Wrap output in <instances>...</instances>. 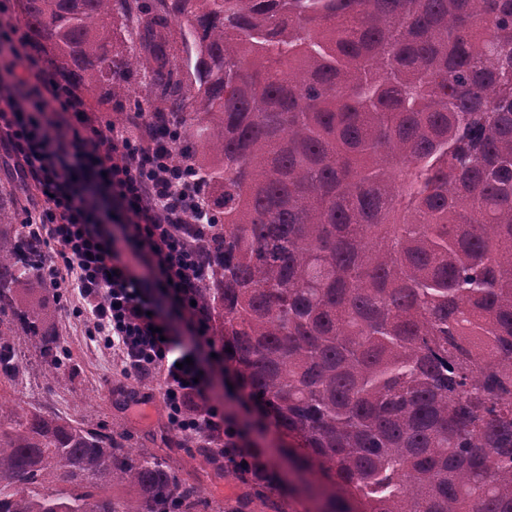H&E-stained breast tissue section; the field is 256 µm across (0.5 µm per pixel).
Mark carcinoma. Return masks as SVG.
Instances as JSON below:
<instances>
[{"label": "carcinoma", "mask_w": 512, "mask_h": 512, "mask_svg": "<svg viewBox=\"0 0 512 512\" xmlns=\"http://www.w3.org/2000/svg\"><path fill=\"white\" fill-rule=\"evenodd\" d=\"M62 78L158 87L209 189L199 302L241 402L306 449L224 472L290 512H512V0H21ZM180 21L179 35L169 30ZM185 54L198 107L178 63ZM0 190V378L61 310ZM273 410L268 415L264 406ZM130 496L115 498L112 487ZM120 435L0 403V512H199Z\"/></svg>", "instance_id": "cac0c4a2"}]
</instances>
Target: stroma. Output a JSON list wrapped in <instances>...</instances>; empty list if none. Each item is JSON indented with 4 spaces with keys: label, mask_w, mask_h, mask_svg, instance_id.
Wrapping results in <instances>:
<instances>
[{
    "label": "stroma",
    "mask_w": 512,
    "mask_h": 512,
    "mask_svg": "<svg viewBox=\"0 0 512 512\" xmlns=\"http://www.w3.org/2000/svg\"><path fill=\"white\" fill-rule=\"evenodd\" d=\"M154 95L153 86L131 82L119 101L107 104L91 93L86 100L94 120L104 125L120 120L124 113L152 108ZM51 331L60 350L68 354L63 382H56L37 355L24 349L18 354L20 371L14 382L0 384V402L32 405L94 428L118 429L125 447L154 449L180 476L200 484L207 500L201 512H214L245 492V485L233 476L193 455L198 439L167 430L165 404L152 381L125 377L111 353L90 340L78 318L62 311Z\"/></svg>",
    "instance_id": "35a3bbf8"
}]
</instances>
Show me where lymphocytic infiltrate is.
I'll return each instance as SVG.
<instances>
[{
	"label": "lymphocytic infiltrate",
	"mask_w": 512,
	"mask_h": 512,
	"mask_svg": "<svg viewBox=\"0 0 512 512\" xmlns=\"http://www.w3.org/2000/svg\"><path fill=\"white\" fill-rule=\"evenodd\" d=\"M151 115L96 125L84 95L47 65L0 0V149L40 193L26 211L49 251L54 286L77 298L76 314L112 351L126 375L155 377L170 432L223 445L235 430L208 394V368L224 370V349L198 306L207 233L188 219L206 187ZM119 217L130 249L158 273V293L122 259L108 227Z\"/></svg>",
	"instance_id": "f902f5d3"
}]
</instances>
